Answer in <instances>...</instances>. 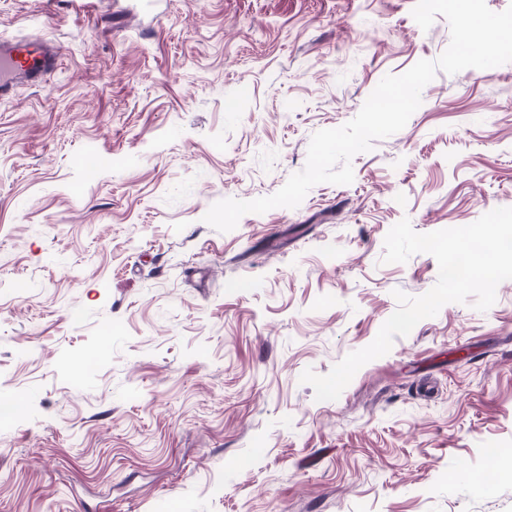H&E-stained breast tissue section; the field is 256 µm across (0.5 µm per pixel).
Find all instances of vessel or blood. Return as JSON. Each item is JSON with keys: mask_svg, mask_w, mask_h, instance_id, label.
Returning a JSON list of instances; mask_svg holds the SVG:
<instances>
[{"mask_svg": "<svg viewBox=\"0 0 512 512\" xmlns=\"http://www.w3.org/2000/svg\"><path fill=\"white\" fill-rule=\"evenodd\" d=\"M60 56V47L48 41L0 38V97L10 94L19 81L39 84Z\"/></svg>", "mask_w": 512, "mask_h": 512, "instance_id": "obj_1", "label": "vessel or blood"}]
</instances>
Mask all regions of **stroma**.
Segmentation results:
<instances>
[{"label":"stroma","mask_w":512,"mask_h":512,"mask_svg":"<svg viewBox=\"0 0 512 512\" xmlns=\"http://www.w3.org/2000/svg\"><path fill=\"white\" fill-rule=\"evenodd\" d=\"M0 0L62 67L0 99V512H512V280L327 374L438 279L419 233L512 207V62L437 72L348 185L220 232L312 135L437 59L416 0ZM502 451L498 471L486 451Z\"/></svg>","instance_id":"35a3bbf8"}]
</instances>
